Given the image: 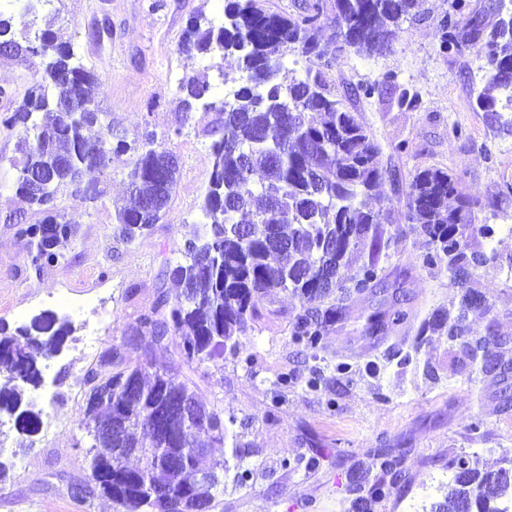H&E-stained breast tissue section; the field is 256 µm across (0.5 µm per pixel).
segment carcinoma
I'll return each mask as SVG.
<instances>
[{"instance_id":"cac0c4a2","label":"carcinoma","mask_w":512,"mask_h":512,"mask_svg":"<svg viewBox=\"0 0 512 512\" xmlns=\"http://www.w3.org/2000/svg\"><path fill=\"white\" fill-rule=\"evenodd\" d=\"M306 0L300 14L269 11L264 0H224V24L216 27L199 16L189 24L184 52L237 56L241 84L229 101L210 100L211 85L186 77L177 86L180 109L195 112L201 102L224 115L211 146L212 170L200 205L203 231L187 240L183 260L169 266L167 275L181 288L170 300L161 295L157 308L141 317L124 338L138 347L140 330L151 344L134 364L122 354L104 352L101 363L116 368L108 376L86 380L89 390L84 426L92 433L114 418L125 421L124 444L143 449L141 463L130 466L112 455L118 443L100 436L89 449L95 484L101 495L124 506V512H191L192 502L215 500L217 462L212 483L198 482L200 435L193 431L173 436L166 418L173 399L198 400L194 382L171 372L153 352L163 349L167 334L181 338L180 359L188 368L236 351L249 321L261 316L260 303L286 291L301 302L290 321L293 343L316 349L349 314L348 300L386 287L379 264L390 238L381 213L368 205L385 180L378 162L379 147L352 112L324 93L318 77L299 79L285 57L297 52L307 60L326 58L333 43L343 42L358 52L387 48L394 27L424 15L425 0ZM499 19L485 24L469 0H448V12L436 32L440 52L461 53L480 41L484 49L486 83L476 107L498 132L512 134V9L505 0L494 7ZM330 20L332 34H324ZM13 17L0 13V43L12 47L8 61L32 58L29 25L16 31ZM39 39L43 74L3 123L21 127L19 156L9 160L15 171L16 195L42 218L21 229L30 246L35 268L58 260L55 247L76 233L75 225L55 211L58 196L68 194L94 201L100 197L90 173L103 174L100 146L110 156L125 158L129 168L130 199L116 208L115 220L127 241L160 222L177 186L178 168L158 169L152 151L137 152L122 135L110 137L94 112L66 105L79 100L97 104L89 90L97 75L72 63L70 41L57 32H34ZM260 170L264 180L252 175ZM453 175L426 168L413 178L409 193L410 229L423 236L426 267L448 271L451 286L462 291L456 313H434L421 332L430 329L448 338V349L460 374L497 376L512 367V340L493 330L477 332L467 312L478 298L473 288L476 271L497 258L474 242L477 200L456 194ZM158 197V208L143 201ZM407 313L378 309L366 318L367 329L399 325ZM73 332L72 325L53 312L35 316L19 328L22 339L0 337V362L7 372L0 386V408L14 415L18 432L39 430V414L22 407V389L41 379V362L57 353ZM422 336L407 352L391 349V357L406 365L417 360ZM375 474L363 488L366 501L392 496L406 482L402 458L386 448L373 453ZM448 482L443 500L429 512H501L499 505L512 489L511 468L482 472L471 454L448 456Z\"/></svg>"}]
</instances>
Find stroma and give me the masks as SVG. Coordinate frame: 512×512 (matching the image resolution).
Returning <instances> with one entry per match:
<instances>
[{"label": "stroma", "mask_w": 512, "mask_h": 512, "mask_svg": "<svg viewBox=\"0 0 512 512\" xmlns=\"http://www.w3.org/2000/svg\"><path fill=\"white\" fill-rule=\"evenodd\" d=\"M423 19L403 22L389 48L358 55L345 47L322 60L292 52L287 65L297 77L320 76L330 97L355 113L380 148L379 163L389 179L374 200L387 223L402 224L410 184L426 168L455 175L459 194L476 199V224L512 225V201L489 203L512 186V135L494 131L475 106L483 87L482 53H441L435 39L448 0H426ZM206 14L224 21V0H46L36 26L52 27L71 41L73 51L98 77L94 90L112 127L127 136L153 134L180 161L176 191L162 220L149 234L126 242L115 222L117 201L127 196V168L112 164L102 176L94 202L61 196L57 212L75 224L76 235L58 246L57 262L34 269L27 240L10 214L27 213L14 187L9 158L17 156L19 128L0 124V323L16 332L50 311L69 320L74 332L60 353L47 360L39 385L26 387L25 408L54 420L48 434H19L13 418L0 412V512H116L101 494L90 502L73 498L68 486L90 480V440L83 428L88 386L85 377L100 355L121 343L160 295L175 296L167 266L181 257L184 241L199 220L201 198L212 168L211 144L218 112L182 114L176 88L181 78H207L214 99L240 84L234 56H186L182 41L190 21ZM394 73L396 88H383ZM41 77L25 62H0V114L20 102ZM379 84L373 96L356 95L360 84ZM419 96L416 107L399 106L400 90ZM466 135L458 138L455 127ZM425 240L397 235L380 259L388 275L386 291L351 297V319L319 349L292 342L290 320L301 304L278 293L270 314L254 320L239 353L224 354L192 372L200 401L224 410L235 447L211 448L208 462L226 461L228 471L212 512H348L351 480L372 469V449L402 448L409 482L369 512H428L448 480V456L473 451L480 467L496 469L512 457V370L506 377L457 374L445 337L428 335L426 350L439 368L438 379L414 368L384 363L388 348L414 338L425 318L458 301L448 274L423 264ZM500 256L478 270L475 289L482 302L469 314L473 328L512 337V237ZM401 299L408 318L385 338L366 336L368 314ZM94 348H87L90 334ZM378 375L365 372L367 361ZM346 363L348 374L336 367ZM319 377L310 387L311 377ZM483 419L480 433L469 426Z\"/></svg>", "instance_id": "35a3bbf8"}]
</instances>
